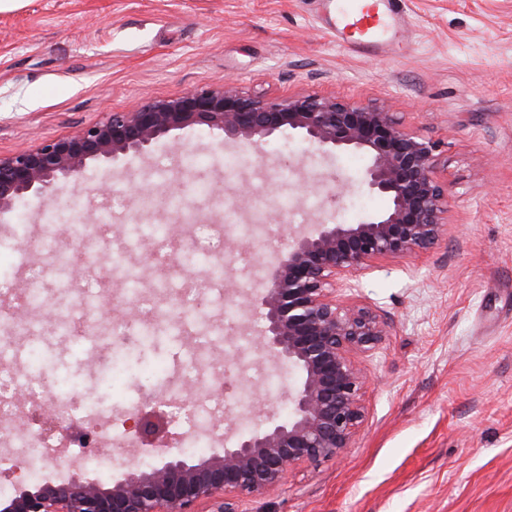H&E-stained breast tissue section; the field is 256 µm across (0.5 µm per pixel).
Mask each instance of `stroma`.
I'll use <instances>...</instances> for the list:
<instances>
[{
  "label": "stroma",
  "mask_w": 512,
  "mask_h": 512,
  "mask_svg": "<svg viewBox=\"0 0 512 512\" xmlns=\"http://www.w3.org/2000/svg\"><path fill=\"white\" fill-rule=\"evenodd\" d=\"M394 53L341 46L322 0H23L0 11V153L232 79L249 95L318 94L377 104L438 146L448 229L430 250L376 260L337 284L336 298L384 318L388 333L356 353L368 384L366 420L351 448L290 471L241 512H512V0H406ZM352 155L323 157L283 139L225 144L204 127L175 132L148 154L92 162L83 182H60L51 202L30 198L0 214V253L21 296L33 271L5 228L63 235L105 225L107 279L88 276L91 310L124 338L83 355L66 337L46 349L54 369L93 391L111 355L139 362L105 389L100 415L120 452L88 453L111 482L131 460L127 418L146 399L178 392L222 400L211 425L229 431L243 409L284 411L296 371L264 354L250 311L242 251L272 260L289 232L355 224L387 207L368 194ZM182 198L180 210L151 206ZM167 229L169 269L153 260ZM219 250L223 297L207 299L205 341L162 331L143 346L181 281L203 278L191 257Z\"/></svg>",
  "instance_id": "35a3bbf8"
}]
</instances>
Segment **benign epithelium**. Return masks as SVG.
<instances>
[{
	"instance_id": "obj_1",
	"label": "benign epithelium",
	"mask_w": 512,
	"mask_h": 512,
	"mask_svg": "<svg viewBox=\"0 0 512 512\" xmlns=\"http://www.w3.org/2000/svg\"><path fill=\"white\" fill-rule=\"evenodd\" d=\"M205 126L224 143L260 145L299 137L322 153L366 159L361 184L389 207L357 224H315L291 235L263 265L249 305L265 321L259 347L299 373L288 417L267 418L237 443L190 461L157 440L154 406L136 410L131 440L152 445L154 464L133 462L110 484L55 448L48 461L66 469L0 498V512H239L244 498L280 487L294 468L338 457L365 418L367 378L354 354L386 335L373 312L336 302V279L381 258L431 248L445 231L449 196L437 176V145L404 128L383 105L332 96L257 97L230 81L127 112H109L74 134L0 154V211L48 192L59 177L80 180L88 161L143 153L177 130Z\"/></svg>"
}]
</instances>
